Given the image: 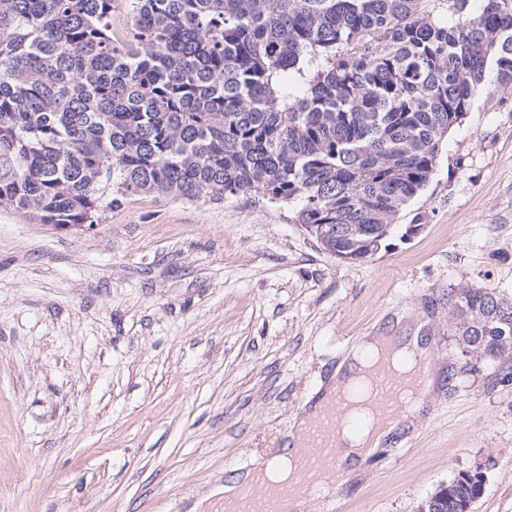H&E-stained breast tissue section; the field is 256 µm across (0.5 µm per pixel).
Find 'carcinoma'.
<instances>
[{"label": "carcinoma", "mask_w": 512, "mask_h": 512, "mask_svg": "<svg viewBox=\"0 0 512 512\" xmlns=\"http://www.w3.org/2000/svg\"><path fill=\"white\" fill-rule=\"evenodd\" d=\"M0 0V206L77 227L138 194L261 197L363 262L476 97L512 85V0ZM462 350L512 349V300L448 290ZM477 471L433 512H467Z\"/></svg>", "instance_id": "cac0c4a2"}]
</instances>
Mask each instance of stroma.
Here are the masks:
<instances>
[{"mask_svg":"<svg viewBox=\"0 0 512 512\" xmlns=\"http://www.w3.org/2000/svg\"><path fill=\"white\" fill-rule=\"evenodd\" d=\"M291 216L151 193L86 230L0 206V512H218L360 338L393 326L426 336L432 393L345 467L337 512H416L475 467L473 512H512V352L470 370L448 313L452 288L512 299V88L476 97L372 259Z\"/></svg>","mask_w":512,"mask_h":512,"instance_id":"35a3bbf8","label":"stroma"}]
</instances>
